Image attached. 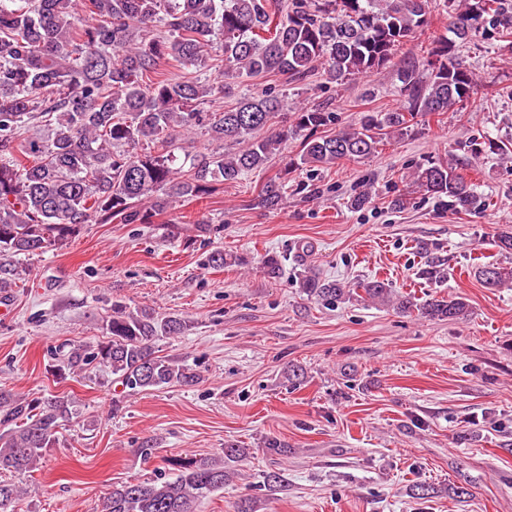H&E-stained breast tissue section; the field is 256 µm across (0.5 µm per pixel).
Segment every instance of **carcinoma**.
<instances>
[{
  "mask_svg": "<svg viewBox=\"0 0 512 512\" xmlns=\"http://www.w3.org/2000/svg\"><path fill=\"white\" fill-rule=\"evenodd\" d=\"M434 0H0V295L21 280L22 261L58 250L92 221L149 224L181 198L203 200L215 185L235 182L265 167L297 131L309 135L288 169L331 168L368 158L387 139L408 134L417 117L441 114L475 91L472 71L457 62L460 46L498 20L502 41L512 44V17L499 0H443L456 11L449 35L433 40L423 59L394 60L397 48L427 25ZM163 26L169 38L152 36ZM222 31L218 75L207 73L206 48ZM171 60L194 75L159 76ZM397 68L405 103L392 112H367L359 126L319 135L336 120L325 107L297 106L291 124L272 127L288 109V96L269 91L243 94L224 112L201 109L205 98L225 93L231 83L280 75L301 84L323 69L342 81ZM55 124L51 139L30 132L32 119ZM263 128L270 133L258 139ZM238 145L233 153L194 150L197 137ZM415 183L448 198L458 212L485 206L474 185L451 163H431ZM284 185L269 179L256 200L275 207ZM419 278L448 280L445 259L424 246ZM214 267L246 260L222 250L209 256ZM261 272L283 274L282 260L265 256ZM488 288L512 284V267L488 263L475 270ZM301 291L334 306L355 299L418 313L430 321L465 318L460 296H431L422 302L377 278L350 284L303 272ZM186 323L150 307L130 311L112 305L110 339L94 349L77 348L67 366L108 368L112 381L132 391L192 385L199 375L157 354L154 343L184 333ZM77 415L62 397L28 399L0 390V471L30 472L58 441L59 423ZM245 455L227 445L222 455L190 456L176 462L173 477L112 488L99 512H194L201 498L224 489L227 466ZM274 495L288 488L280 469L264 476ZM24 493L0 479V512H14Z\"/></svg>",
  "mask_w": 512,
  "mask_h": 512,
  "instance_id": "obj_1",
  "label": "carcinoma"
}]
</instances>
